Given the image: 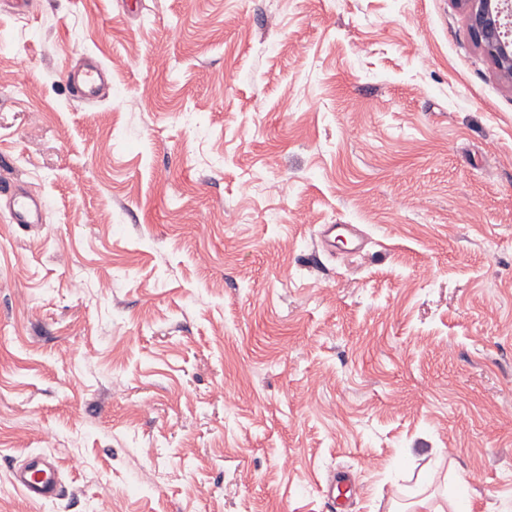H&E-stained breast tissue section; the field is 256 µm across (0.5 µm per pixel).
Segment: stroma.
I'll list each match as a JSON object with an SVG mask.
<instances>
[{"label":"stroma","instance_id":"obj_1","mask_svg":"<svg viewBox=\"0 0 512 512\" xmlns=\"http://www.w3.org/2000/svg\"><path fill=\"white\" fill-rule=\"evenodd\" d=\"M0 185L44 202L0 207V512H332L341 471L512 512V81L457 0H0ZM109 70L100 67L97 64H89L79 73H70L69 81L74 95L85 102H91L100 95L101 87ZM4 202L15 224H39L43 221L44 205L38 196L21 188H0V203ZM12 484L25 498L36 502L56 501L63 494L60 471L54 459L43 453L26 454L12 472Z\"/></svg>","mask_w":512,"mask_h":512}]
</instances>
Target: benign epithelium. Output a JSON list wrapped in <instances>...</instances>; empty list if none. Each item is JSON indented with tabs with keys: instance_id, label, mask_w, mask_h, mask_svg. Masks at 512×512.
I'll return each instance as SVG.
<instances>
[{
	"instance_id": "1",
	"label": "benign epithelium",
	"mask_w": 512,
	"mask_h": 512,
	"mask_svg": "<svg viewBox=\"0 0 512 512\" xmlns=\"http://www.w3.org/2000/svg\"><path fill=\"white\" fill-rule=\"evenodd\" d=\"M464 4L468 32L500 73L512 80V42L501 19L512 20V0H458Z\"/></svg>"
}]
</instances>
